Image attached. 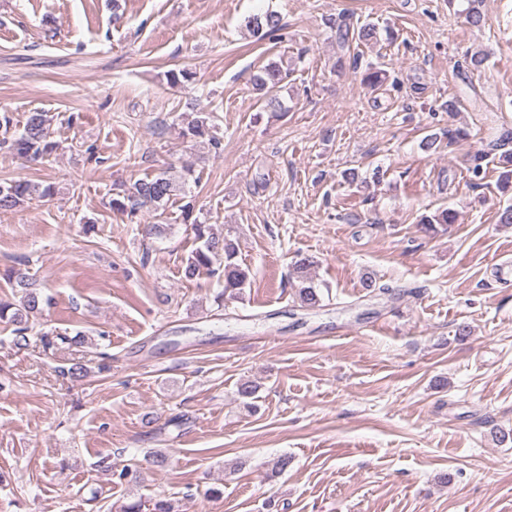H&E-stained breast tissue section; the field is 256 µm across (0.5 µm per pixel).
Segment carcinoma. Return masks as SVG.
<instances>
[{
    "mask_svg": "<svg viewBox=\"0 0 512 512\" xmlns=\"http://www.w3.org/2000/svg\"><path fill=\"white\" fill-rule=\"evenodd\" d=\"M481 3L482 0H468L465 19L472 27L484 26ZM246 26L254 36L260 39L274 37L283 28L279 16L274 13L254 15L248 18ZM376 39L377 29L371 24L356 28L340 27L336 31V40L342 47L348 45L351 40L361 44ZM290 75V70H285L276 63L266 66L253 75L252 83L256 90L262 92L264 107L269 111H282L283 106L278 91ZM47 122L46 113L33 111L28 116L22 131L8 138L6 134L13 126V119L4 112L0 114V128L3 129L5 137L0 140V144L9 145L13 154L23 162L44 158L55 148V143L49 140ZM179 135L196 144L207 143L214 147L219 144L216 126L205 112L184 113L180 119ZM190 176L191 171L188 169L179 176L161 171L137 181L133 191L124 194L123 199H110L109 206L118 212L127 211L131 214L147 205L156 212H164L173 197L184 191ZM53 190L54 187L50 184L43 185L28 180L0 182V211H10L34 198L48 197L53 194ZM421 223L427 230L433 231L438 224L455 223V213L450 209L437 210L423 216ZM191 226L198 246L186 261L184 277L192 280L201 272L207 271L224 281V292L217 297V300L242 296L249 284V271L238 262L234 242L227 237L218 236L208 224H201L195 220ZM313 267L314 261L303 255L297 256L292 264L291 275L298 282L296 297L301 306L306 308H317L322 302L319 289L314 286L311 276ZM6 278L12 281L14 287L21 289V296L16 303L0 302V322L14 326V345L24 348L28 344L27 332L30 329V318L42 314L43 300L39 293L30 289L28 276L22 270L13 267L7 270ZM257 392L258 386L251 380H242L237 386V395L244 400V405L248 409L253 408V400L256 399ZM167 462L168 457L165 453L153 451L147 455L143 465L135 463L119 469L112 464L110 458L103 457L99 461V467L112 472V476L121 483H136L140 480L143 468H163ZM119 512H175V509L168 499L159 498L145 502L139 498L120 505Z\"/></svg>",
    "mask_w": 512,
    "mask_h": 512,
    "instance_id": "cac0c4a2",
    "label": "carcinoma"
}]
</instances>
